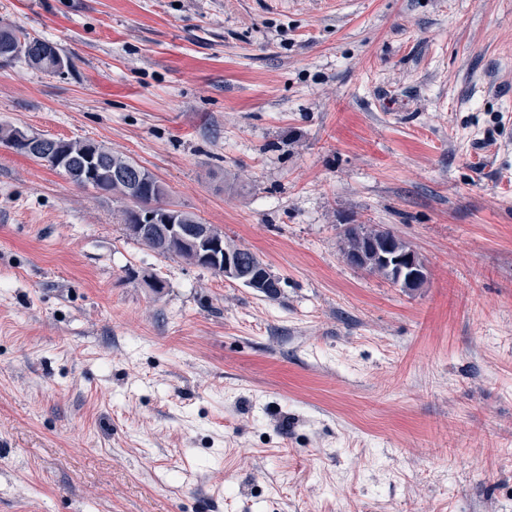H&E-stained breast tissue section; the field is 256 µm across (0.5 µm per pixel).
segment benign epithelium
<instances>
[{
  "label": "benign epithelium",
  "instance_id": "obj_1",
  "mask_svg": "<svg viewBox=\"0 0 512 512\" xmlns=\"http://www.w3.org/2000/svg\"><path fill=\"white\" fill-rule=\"evenodd\" d=\"M55 48L49 44H40L30 48H18L4 54L10 59L16 55L39 56L53 61V69L63 74L69 68L68 61L54 55ZM10 148L23 154H31L49 166L65 171L72 165L60 150L59 139L44 134L21 132L13 141ZM83 179L95 182L105 175L107 182L125 187L129 193L141 191V174L138 170L125 168H108L94 150L90 149L81 162ZM136 225L130 226L128 233H138L143 225L152 224L162 242L177 239L184 243L196 256V264L208 267L224 275V279L237 282L246 288L257 292H265L271 287L269 270L261 265L250 272H243L237 265L230 251L224 248L222 241L211 237L203 224H176L169 215L162 213V206L150 203L136 207L133 211ZM371 234L364 237L363 245L353 258L346 264L364 269L371 264H382L386 267L390 278L397 286L406 289L422 287L427 281V268L414 248L400 251L392 243L381 237L382 228L369 226Z\"/></svg>",
  "mask_w": 512,
  "mask_h": 512
}]
</instances>
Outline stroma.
<instances>
[{"label":"stroma","instance_id":"35a3bbf8","mask_svg":"<svg viewBox=\"0 0 512 512\" xmlns=\"http://www.w3.org/2000/svg\"><path fill=\"white\" fill-rule=\"evenodd\" d=\"M0 21L71 59L0 68V124L132 158L282 280L160 257L0 145V512H512V0ZM349 224L425 286L347 266ZM367 226L372 233L364 237L360 250L361 229L364 224H350L344 229L340 241L342 256L347 258L357 251L353 258L344 260L346 264L360 270L371 264H382L386 267L393 283L400 288H422L427 281V268L417 251L411 246L404 251L408 248V244L392 231L386 232L391 243L387 238L380 236L382 228L375 225ZM392 244L403 251L393 248ZM365 270L370 274H379L388 279L380 267L371 266Z\"/></svg>","mask_w":512,"mask_h":512}]
</instances>
